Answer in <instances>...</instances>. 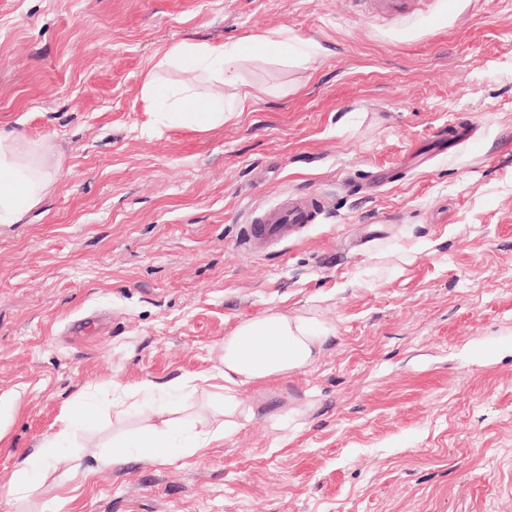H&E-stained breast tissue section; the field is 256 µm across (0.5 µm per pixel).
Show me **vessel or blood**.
<instances>
[{
    "label": "vessel or blood",
    "instance_id": "obj_1",
    "mask_svg": "<svg viewBox=\"0 0 512 512\" xmlns=\"http://www.w3.org/2000/svg\"><path fill=\"white\" fill-rule=\"evenodd\" d=\"M360 16L402 18L416 12L418 0H352ZM319 196L291 194L271 208L256 213L242 225L239 244L248 253L260 255L295 239L320 212Z\"/></svg>",
    "mask_w": 512,
    "mask_h": 512
}]
</instances>
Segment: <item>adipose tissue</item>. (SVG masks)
<instances>
[{"label": "adipose tissue", "mask_w": 512, "mask_h": 512, "mask_svg": "<svg viewBox=\"0 0 512 512\" xmlns=\"http://www.w3.org/2000/svg\"><path fill=\"white\" fill-rule=\"evenodd\" d=\"M292 38L284 31L254 34L233 45L215 42L179 41L156 58L143 76L142 93L154 112L172 124H190L208 131L247 111L258 91H245L225 98L224 88L236 84L241 62L253 50L269 55L281 53ZM184 68L193 76L177 85L162 75L171 68ZM57 168L47 140H31L13 129L0 127V224L20 223L51 192ZM333 329L317 314L290 316L275 310L239 322L224 338L223 354L199 379H176L160 383L143 380L138 391L154 409L139 433L125 436L111 451L100 452L96 462L102 469H120L131 460L152 463L202 454L214 443L253 418L252 407L238 399L240 388L286 379L289 374L313 364L333 337ZM218 382L223 397L220 416L184 424L171 417L158 403L177 394L192 404L200 386ZM95 405L79 401L69 414L16 465L7 495L12 503H27L47 482L69 492L74 482L86 481L93 470L84 467L77 452L81 419L95 414Z\"/></svg>", "instance_id": "1"}]
</instances>
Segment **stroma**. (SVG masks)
<instances>
[{
  "instance_id": "1",
  "label": "stroma",
  "mask_w": 512,
  "mask_h": 512,
  "mask_svg": "<svg viewBox=\"0 0 512 512\" xmlns=\"http://www.w3.org/2000/svg\"><path fill=\"white\" fill-rule=\"evenodd\" d=\"M279 29L325 55L253 53L239 88L266 93L237 119L151 131L170 44ZM0 127L61 164L0 224V512L82 390L202 372L270 309L334 329L313 365L243 388L254 418L203 455L98 472L55 512H512V0L405 25L349 0H0ZM296 192L315 224L246 253L241 224ZM141 422L132 400L84 434Z\"/></svg>"
}]
</instances>
